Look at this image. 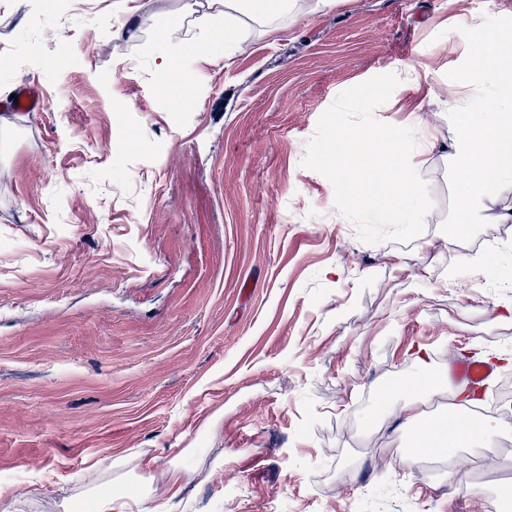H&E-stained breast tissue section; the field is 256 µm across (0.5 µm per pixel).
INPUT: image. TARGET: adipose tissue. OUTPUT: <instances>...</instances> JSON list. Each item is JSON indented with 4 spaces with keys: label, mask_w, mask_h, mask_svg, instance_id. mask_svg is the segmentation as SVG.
<instances>
[{
    "label": "adipose tissue",
    "mask_w": 512,
    "mask_h": 512,
    "mask_svg": "<svg viewBox=\"0 0 512 512\" xmlns=\"http://www.w3.org/2000/svg\"><path fill=\"white\" fill-rule=\"evenodd\" d=\"M288 7V0H202L194 23L199 30L234 45L239 41L236 28L230 23L215 26L218 16L228 20L236 14L263 18L285 13ZM453 25L474 49L470 75L490 76L495 80L494 92L481 97L480 109L476 112L471 109L470 99L459 98L452 89L447 92L448 120L456 129L449 154L455 162V214L464 231L468 230L476 211L481 212L485 223L512 224V40L494 25L472 22L464 15L457 16ZM418 190V181L413 175L388 185L393 223H424V213L409 206ZM415 359L423 373L400 382V389L408 391L409 396L392 408L393 418L402 425L417 424L412 437L414 452L427 451L436 438L449 448L487 447L493 426L489 420L468 415L467 410L475 399L465 387L453 390V408L446 419L419 424L416 395L430 388L425 372L432 358L426 348L420 347ZM86 494L94 502V512H163L161 507L153 505L145 488H137L134 494L128 495L113 490L111 481L102 480L98 475L89 479Z\"/></svg>",
    "instance_id": "adipose-tissue-1"
}]
</instances>
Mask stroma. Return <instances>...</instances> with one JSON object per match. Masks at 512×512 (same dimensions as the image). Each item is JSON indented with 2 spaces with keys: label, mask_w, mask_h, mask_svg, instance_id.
I'll return each mask as SVG.
<instances>
[{
  "label": "stroma",
  "mask_w": 512,
  "mask_h": 512,
  "mask_svg": "<svg viewBox=\"0 0 512 512\" xmlns=\"http://www.w3.org/2000/svg\"><path fill=\"white\" fill-rule=\"evenodd\" d=\"M196 8L0 0V101L46 99L0 131V512H62L115 460L169 512H512V224H473L502 248L451 284V160L425 157L423 233L379 245L301 164L336 97L386 73L376 119L453 139L437 92L474 89L452 21L512 33V0H292L237 15L229 55ZM419 345L439 380L452 355L494 367L490 447L409 459L387 390ZM156 69L160 75V88L164 95H175L180 89L182 75L171 58L161 59ZM18 97V102H15ZM46 106L45 99L36 86L23 85L15 90L14 98L10 99L9 108L11 111L32 112L43 109Z\"/></svg>",
  "instance_id": "stroma-1"
}]
</instances>
